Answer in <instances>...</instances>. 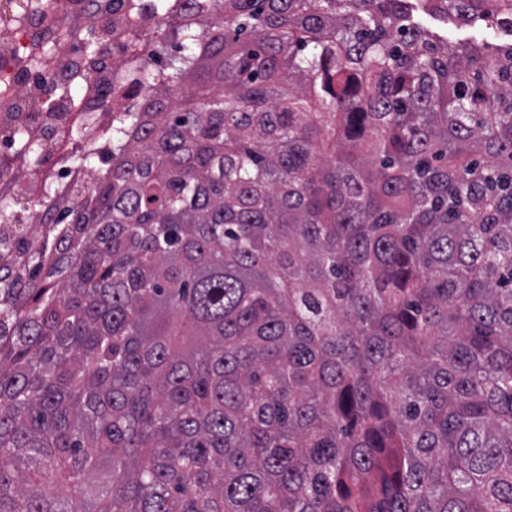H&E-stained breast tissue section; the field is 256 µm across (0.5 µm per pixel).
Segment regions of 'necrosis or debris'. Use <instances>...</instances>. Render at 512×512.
Returning a JSON list of instances; mask_svg holds the SVG:
<instances>
[{"instance_id":"obj_1","label":"necrosis or debris","mask_w":512,"mask_h":512,"mask_svg":"<svg viewBox=\"0 0 512 512\" xmlns=\"http://www.w3.org/2000/svg\"><path fill=\"white\" fill-rule=\"evenodd\" d=\"M18 0H0V129H26L41 137L49 162L27 169L26 200L38 212L50 190L74 182L90 183L88 169L74 167V151L92 156L112 129V88L125 80V65L111 56L91 62L73 48L72 23H95L105 48L119 45L132 31L156 27V17L129 16L120 0H41L22 22H15ZM90 72L92 88L81 97L65 91L45 95L46 80L65 88L77 74Z\"/></svg>"}]
</instances>
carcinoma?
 <instances>
[{
    "label": "carcinoma",
    "mask_w": 512,
    "mask_h": 512,
    "mask_svg": "<svg viewBox=\"0 0 512 512\" xmlns=\"http://www.w3.org/2000/svg\"><path fill=\"white\" fill-rule=\"evenodd\" d=\"M107 177L0 224V512H512V0H129ZM426 23L438 28L449 45H456L465 39H475L479 43L487 45V52L494 54L498 46L512 42L511 32L508 27L485 28L478 24L461 25L457 21L448 20V23L428 17Z\"/></svg>",
    "instance_id": "carcinoma-1"
}]
</instances>
